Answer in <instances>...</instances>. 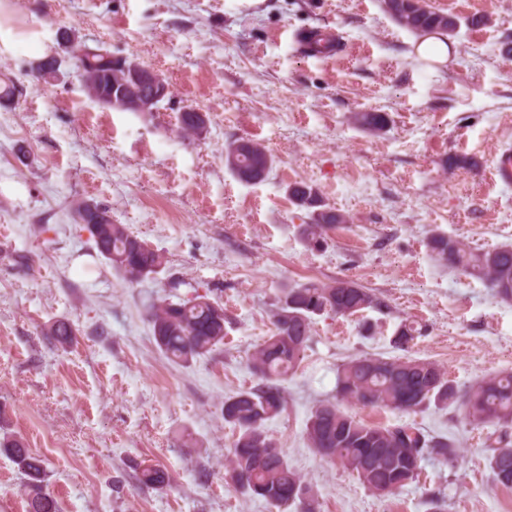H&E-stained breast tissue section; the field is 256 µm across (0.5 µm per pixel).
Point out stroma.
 I'll use <instances>...</instances> for the list:
<instances>
[{
	"instance_id": "obj_1",
	"label": "stroma",
	"mask_w": 512,
	"mask_h": 512,
	"mask_svg": "<svg viewBox=\"0 0 512 512\" xmlns=\"http://www.w3.org/2000/svg\"><path fill=\"white\" fill-rule=\"evenodd\" d=\"M429 3L459 22L442 64L415 54L416 35L381 0H0V24L18 35L0 50V72L18 86L0 101V438H22L43 460L59 512H302L231 481L235 430L221 407L258 384L252 355L281 289L310 279L350 280L384 302L314 317L301 364L281 383L285 406L266 422L315 512H430L433 496L445 512H512V490L486 464L485 429L456 409L345 404L365 422L412 423L457 448L451 463L425 456L418 478L385 497L305 438L315 406L336 397L338 367L399 356L391 339L405 320L423 330L410 356L440 364L457 388L512 371V302L426 247L438 231L478 252L512 244V186L493 179L498 149L512 144V0ZM475 15L488 23L471 26ZM63 27L156 70L169 97L148 115L92 102ZM310 31L340 36V48L316 57L301 40ZM45 52L62 66L39 81L31 68ZM189 106L209 118L204 138L178 131ZM360 112L389 124L369 131ZM241 137L274 159L262 182H240L224 163ZM451 156L476 165L446 167ZM295 182L347 218L321 249L300 237L309 215L288 198ZM81 201L165 255L156 279L132 285L112 269L73 221ZM196 293L223 304L226 336L180 366L157 347L145 307ZM59 320L72 343L51 336ZM149 463L170 473L168 487L139 483ZM24 483L0 455V512H26Z\"/></svg>"
}]
</instances>
